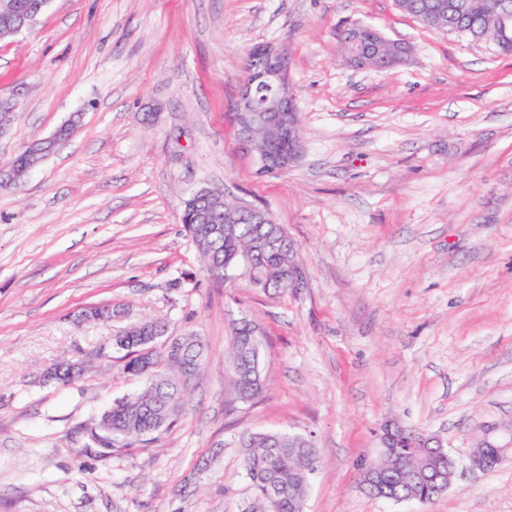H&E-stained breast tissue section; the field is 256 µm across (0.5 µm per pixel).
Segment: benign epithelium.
<instances>
[{"label":"benign epithelium","mask_w":512,"mask_h":512,"mask_svg":"<svg viewBox=\"0 0 512 512\" xmlns=\"http://www.w3.org/2000/svg\"><path fill=\"white\" fill-rule=\"evenodd\" d=\"M49 2L35 0L30 10L23 13L16 0H0V38L13 36L32 26ZM467 9V0H448V4L442 5L430 16V20L442 24L447 14L463 13ZM253 55L260 59V64L249 68L232 119L240 142L247 150L254 151L253 135L257 130L265 132L270 144L279 146L277 150L257 152L258 171L263 175H279L288 170L301 151L298 114L289 91L288 66L284 55L272 45L261 47ZM79 120L80 116H71L51 137L30 144L24 153L30 157L46 155L62 137L72 133ZM244 209L251 213L258 224L269 221L267 210L240 204L237 209L224 212V223H237ZM495 431L494 427L487 429V437L481 442L479 451L471 455L473 467L483 468L493 456L503 458L512 453V428H506L507 437L503 439L490 438V434ZM403 436L402 428L391 423L384 424L378 434L379 455H395ZM412 447L420 449L426 457L445 450V444L439 436L423 431L416 433Z\"/></svg>","instance_id":"obj_1"}]
</instances>
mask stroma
I'll return each mask as SVG.
<instances>
[{
  "mask_svg": "<svg viewBox=\"0 0 512 512\" xmlns=\"http://www.w3.org/2000/svg\"><path fill=\"white\" fill-rule=\"evenodd\" d=\"M406 43L387 71L345 57L339 28ZM288 57L303 150L258 174L230 113L250 51ZM0 169L80 124L0 185V512H251L243 435L312 439L304 512H512V56L425 28L394 0H50L0 39ZM201 189L266 209L298 246L303 288L209 277L180 214ZM112 305L109 322L74 312ZM150 318L207 345L178 423L113 447L91 434L139 394L112 347ZM248 320L266 389L231 405L225 356ZM83 363L61 383L45 372ZM389 420L458 461L423 504L371 496L360 464ZM79 120V115H72L54 132L51 137L30 144L23 152L30 157H37L42 155L43 158L47 153H50L54 149V147L61 141L62 137L66 135L70 136L74 128L79 123ZM497 429V427L488 428L486 437L479 446V451L471 455V464L474 468H484L490 462L494 454L503 458L509 453H512V428H505L507 432L506 438H490V434L494 433Z\"/></svg>",
  "mask_w": 512,
  "mask_h": 512,
  "instance_id": "obj_1",
  "label": "stroma"
}]
</instances>
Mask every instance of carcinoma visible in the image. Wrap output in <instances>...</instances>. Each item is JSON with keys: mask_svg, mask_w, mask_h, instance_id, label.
Wrapping results in <instances>:
<instances>
[{"mask_svg": "<svg viewBox=\"0 0 512 512\" xmlns=\"http://www.w3.org/2000/svg\"><path fill=\"white\" fill-rule=\"evenodd\" d=\"M441 0H403L402 11L424 26L436 31L438 27L427 21L426 16L435 10ZM498 0H470L472 10L462 17L457 26L467 31V36L478 41L491 39L504 54L512 53V40L501 42L495 3ZM346 55L361 53L366 47L377 44L379 53L375 62L395 59L407 48L404 43L381 37L371 26H352L337 33ZM208 207L193 195L184 201L182 223L192 237L205 267L217 264L219 272L237 266L242 253L252 257L254 275L248 285L263 292L288 290V268L297 260V253L288 252V242L274 245L269 240L271 232L282 233L271 224H226L224 218L207 216ZM149 321L145 320L128 328L122 338H112V347L126 352L128 360L124 370L131 374L138 368L141 355L150 343ZM171 348L162 352L161 367L153 376L140 375L145 383L143 392L136 396L115 401L103 413L99 432L93 439L110 447L118 440H138L173 427L183 412L185 397L190 386L182 383L186 368L199 377L207 358V346L195 334L172 337ZM234 398L229 405L247 404L263 392L265 380L262 365V340L255 327L238 326L234 329L226 361ZM243 465L253 491L258 512H302L303 500L310 480L317 469L318 455L311 439L285 431H266L243 437ZM415 466L405 476L391 464L385 463L375 492L385 499L413 498L422 503L441 493L436 473H448V460L439 459L423 464V455L405 446L399 449Z\"/></svg>", "mask_w": 512, "mask_h": 512, "instance_id": "cac0c4a2", "label": "carcinoma"}]
</instances>
